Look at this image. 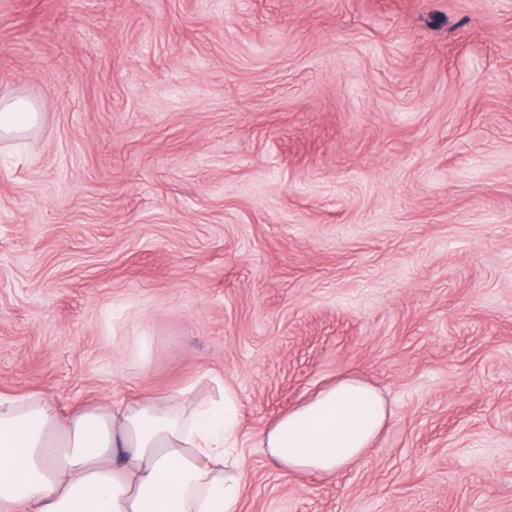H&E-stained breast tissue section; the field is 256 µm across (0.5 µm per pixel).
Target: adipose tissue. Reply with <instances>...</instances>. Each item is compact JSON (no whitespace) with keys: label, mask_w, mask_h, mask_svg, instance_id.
<instances>
[{"label":"adipose tissue","mask_w":512,"mask_h":512,"mask_svg":"<svg viewBox=\"0 0 512 512\" xmlns=\"http://www.w3.org/2000/svg\"><path fill=\"white\" fill-rule=\"evenodd\" d=\"M39 121L31 100L0 99V135ZM387 419L378 391L344 377L278 418L261 445L286 471L335 474L372 448ZM236 424L229 393L201 405L185 389L65 420L42 398H0V512H238Z\"/></svg>","instance_id":"obj_1"}]
</instances>
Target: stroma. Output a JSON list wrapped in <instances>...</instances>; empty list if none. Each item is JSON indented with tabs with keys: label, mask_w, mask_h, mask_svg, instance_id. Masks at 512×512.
<instances>
[{
	"label": "stroma",
	"mask_w": 512,
	"mask_h": 512,
	"mask_svg": "<svg viewBox=\"0 0 512 512\" xmlns=\"http://www.w3.org/2000/svg\"><path fill=\"white\" fill-rule=\"evenodd\" d=\"M0 394L238 401L239 512H512V0H0ZM343 376L335 475L260 446ZM36 105L25 97L0 99V135L19 136L40 121ZM387 419L378 391L357 378L344 377L278 418L261 445L286 471L335 474L372 448Z\"/></svg>",
	"instance_id": "35a3bbf8"
}]
</instances>
